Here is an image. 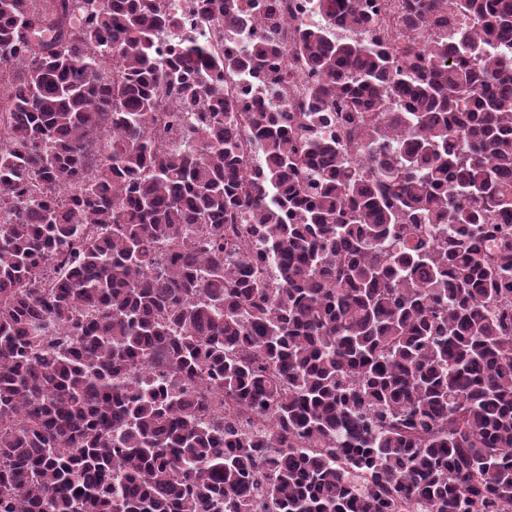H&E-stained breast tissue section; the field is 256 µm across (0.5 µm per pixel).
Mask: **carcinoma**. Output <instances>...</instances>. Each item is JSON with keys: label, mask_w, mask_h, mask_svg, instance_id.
Masks as SVG:
<instances>
[{"label": "carcinoma", "mask_w": 512, "mask_h": 512, "mask_svg": "<svg viewBox=\"0 0 512 512\" xmlns=\"http://www.w3.org/2000/svg\"><path fill=\"white\" fill-rule=\"evenodd\" d=\"M93 2L0 0V512H512V0H404L388 48L333 38L376 16L327 0L303 119L381 153L253 112L250 182L224 73L277 50L179 34L163 61L158 0ZM198 15L250 26L242 0ZM172 83L209 112L161 153ZM238 131L243 154L241 172L251 180L262 167L259 142L253 127L247 121L241 120L238 123ZM343 127L341 124H336V120L333 122L330 128H322L317 127L314 129H303L299 127H295V132L299 135H305L308 137L318 138L320 135L329 137V135H339L342 131ZM340 143L343 148L347 152L351 161H355L358 164H362V162L368 157L369 150L365 144H361V142L354 140L351 138L345 130L342 134H340ZM363 145V146H362Z\"/></svg>", "instance_id": "1"}]
</instances>
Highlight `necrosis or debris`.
<instances>
[{"instance_id": "1", "label": "necrosis or debris", "mask_w": 512, "mask_h": 512, "mask_svg": "<svg viewBox=\"0 0 512 512\" xmlns=\"http://www.w3.org/2000/svg\"><path fill=\"white\" fill-rule=\"evenodd\" d=\"M166 11L178 22L180 29L227 55L242 54L247 43L262 40L279 46L281 54L277 71L262 81L237 75H225L224 94L246 98L251 109L276 108L281 112L306 111L309 76L295 66L293 47L302 26L316 22L318 16L313 0H243L252 24L246 37L218 24L201 23L196 0H160ZM185 108L178 91H164L158 99V121L151 128V138L159 149L177 147L187 138L190 120L184 119Z\"/></svg>"}]
</instances>
